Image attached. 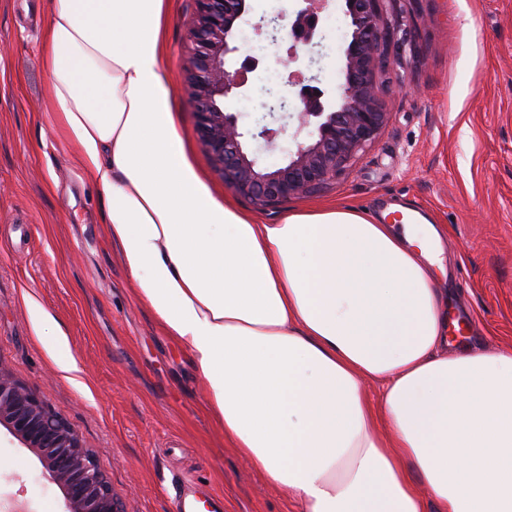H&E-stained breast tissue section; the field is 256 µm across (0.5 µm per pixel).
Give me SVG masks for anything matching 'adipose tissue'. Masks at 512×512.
Wrapping results in <instances>:
<instances>
[{
    "mask_svg": "<svg viewBox=\"0 0 512 512\" xmlns=\"http://www.w3.org/2000/svg\"><path fill=\"white\" fill-rule=\"evenodd\" d=\"M166 21V0H50L39 50L129 278L225 438L303 512H512V349L449 354L440 229L339 206L259 224L219 201L172 110Z\"/></svg>",
    "mask_w": 512,
    "mask_h": 512,
    "instance_id": "1",
    "label": "adipose tissue"
}]
</instances>
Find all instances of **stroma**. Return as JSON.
Masks as SVG:
<instances>
[{"mask_svg": "<svg viewBox=\"0 0 512 512\" xmlns=\"http://www.w3.org/2000/svg\"><path fill=\"white\" fill-rule=\"evenodd\" d=\"M192 11L171 0L166 64L179 131L212 192L264 224L336 203L376 217L417 207L448 227L439 285L464 324L450 351L512 348V0H423L375 144L323 192L269 209L225 186L199 143L185 89ZM49 22V0H0V365L76 431L125 512H172L183 481L223 512H301L225 439L187 351L140 300L102 222L103 193L55 122L39 52ZM324 26L333 88L344 0H329ZM18 505L67 512L36 454L0 427V512Z\"/></svg>", "mask_w": 512, "mask_h": 512, "instance_id": "1", "label": "stroma"}]
</instances>
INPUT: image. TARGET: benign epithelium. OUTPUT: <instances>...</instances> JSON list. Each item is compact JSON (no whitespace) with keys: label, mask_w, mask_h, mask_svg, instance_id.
Segmentation results:
<instances>
[{"label":"benign epithelium","mask_w":512,"mask_h":512,"mask_svg":"<svg viewBox=\"0 0 512 512\" xmlns=\"http://www.w3.org/2000/svg\"><path fill=\"white\" fill-rule=\"evenodd\" d=\"M186 83L199 140L224 183L260 206L317 194L344 174L377 139L385 126L381 93L397 63L400 46L411 29L402 27L406 10L399 0H345L350 40L344 51L343 80L335 93L321 88L318 64L323 58L321 13L327 0H296L292 14L261 17L253 25L257 40L272 39L278 21L280 42L289 44L277 59L287 72L279 91L293 109L274 112L273 89L247 87V73L262 58L236 43L237 26L250 12L247 0H194ZM256 95L260 110L271 118L252 134L273 147L288 134L296 150L277 167L262 166L244 146L238 116L225 107L229 98ZM0 425L32 449L42 468L62 487L68 512H125L112 495L78 434L44 404L41 395L14 380L0 365Z\"/></svg>","instance_id":"benign-epithelium-1"}]
</instances>
